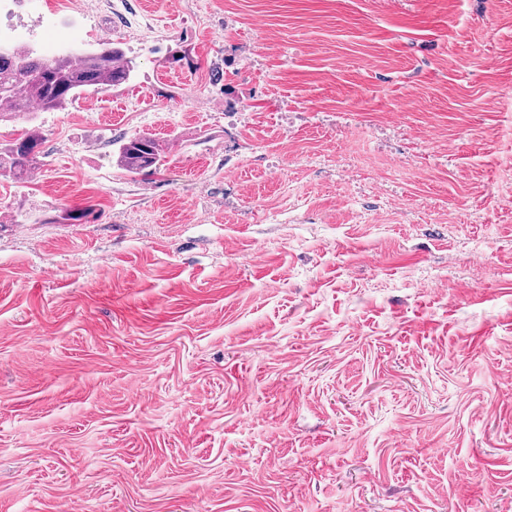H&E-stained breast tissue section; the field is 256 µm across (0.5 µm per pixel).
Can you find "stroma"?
Masks as SVG:
<instances>
[{"label": "stroma", "mask_w": 512, "mask_h": 512, "mask_svg": "<svg viewBox=\"0 0 512 512\" xmlns=\"http://www.w3.org/2000/svg\"><path fill=\"white\" fill-rule=\"evenodd\" d=\"M10 21L136 68L0 122V512H512V0ZM43 137L40 132L33 130L28 133L24 138L17 140L6 153L0 152V170H7L13 174L16 179L23 180L27 177V173L32 169H35L39 165V154L38 150L42 144ZM30 147V151H34L33 154L24 153L17 149L19 143ZM4 154V156H2ZM116 162L130 173H154L161 161L155 140L146 135H136L121 140Z\"/></svg>", "instance_id": "1"}]
</instances>
